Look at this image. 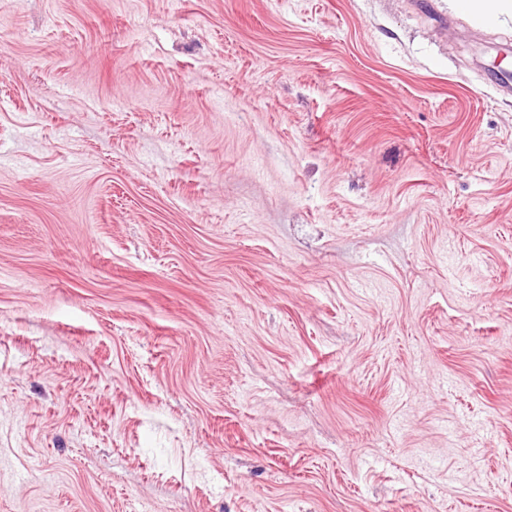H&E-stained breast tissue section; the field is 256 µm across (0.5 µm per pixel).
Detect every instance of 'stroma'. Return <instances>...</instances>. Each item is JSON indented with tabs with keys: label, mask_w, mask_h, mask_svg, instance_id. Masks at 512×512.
I'll use <instances>...</instances> for the list:
<instances>
[{
	"label": "stroma",
	"mask_w": 512,
	"mask_h": 512,
	"mask_svg": "<svg viewBox=\"0 0 512 512\" xmlns=\"http://www.w3.org/2000/svg\"><path fill=\"white\" fill-rule=\"evenodd\" d=\"M512 16L0 0V512H512Z\"/></svg>",
	"instance_id": "1"
}]
</instances>
